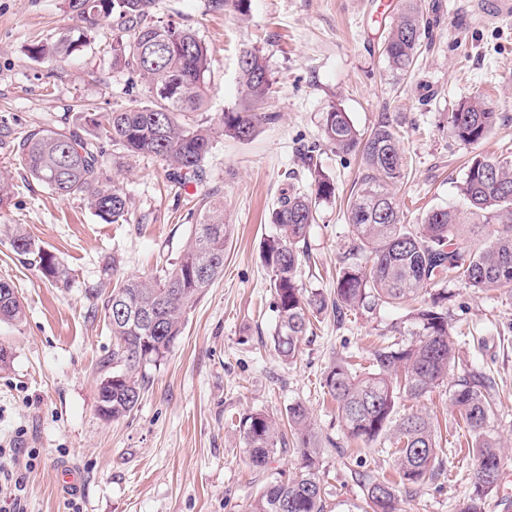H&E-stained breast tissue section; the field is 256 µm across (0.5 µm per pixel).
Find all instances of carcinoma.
<instances>
[{
    "mask_svg": "<svg viewBox=\"0 0 512 512\" xmlns=\"http://www.w3.org/2000/svg\"><path fill=\"white\" fill-rule=\"evenodd\" d=\"M84 6L79 25L55 43L36 41L27 51L34 59L67 58L90 46L101 22H118L120 36L112 42L110 67L137 77L147 91L141 106L119 107L103 122L93 123L86 136L62 129L28 131L17 142L20 163L30 177L50 191L80 198L107 224L126 220L129 202L123 189L102 170L101 144L107 141L131 155L152 154L164 160L181 184L200 181L204 161L219 132L238 141L251 139L260 124L279 118L260 106L272 89L261 50L244 48L238 56L241 96L224 113L218 128L192 120L207 95L208 50L195 31L151 20L155 0H64L69 13ZM428 34L418 0H404L390 24L382 53L389 69L404 75L415 64ZM501 113L482 98L460 103L451 113L452 137L463 145L484 141ZM324 145L343 154L361 156L365 171L352 193L346 215L355 245L349 256L366 255V263L342 262L333 294L308 291L298 281L300 243L315 223L319 205L336 195L333 180L314 155L305 157L312 193L291 192L270 213L276 233L266 238L261 257L270 272L277 323L274 347L284 361H293L314 319L332 312L342 319L379 304L407 305L410 327H395L399 336L372 354L368 371L360 372L342 358L324 373L323 389L336 402L348 435L371 446L385 441L395 447L399 480L357 473L370 512H400L399 498L422 484L439 465V440L433 418L422 412H401L403 399L422 398L448 377L455 362L447 295L430 300L421 293L430 285L462 281L483 291L512 287V157L476 154L466 165L461 195L473 224H499L484 242L460 232L461 212L451 207L428 210L420 224L405 223L393 186L402 178L404 155L398 123L383 114L367 132H360L348 113L332 105L323 113ZM231 234L224 223V205H209L172 268L159 278L130 277L116 283L103 304L115 340L112 382L100 381L98 412L118 419L138 405L147 383L146 368L163 360L182 333L187 311L224 272V250ZM10 246L20 259L55 284H66L69 272L23 228L14 229ZM24 305L10 279L0 277V322L18 324ZM412 340L407 341L405 337ZM449 401L474 435L476 468L469 500L462 512H483V501L499 481L503 445L487 432L496 408L492 380L471 371L449 389ZM290 434L279 431L275 417L254 411L240 417L243 448L256 467H265L281 448L293 447L298 472L266 483L250 512H325L320 471L324 443L310 411L301 402L288 407Z\"/></svg>",
    "mask_w": 512,
    "mask_h": 512,
    "instance_id": "carcinoma-1",
    "label": "carcinoma"
}]
</instances>
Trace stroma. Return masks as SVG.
Listing matches in <instances>:
<instances>
[{"label": "stroma", "mask_w": 512, "mask_h": 512, "mask_svg": "<svg viewBox=\"0 0 512 512\" xmlns=\"http://www.w3.org/2000/svg\"><path fill=\"white\" fill-rule=\"evenodd\" d=\"M479 2L421 0L433 23L428 47L398 76L382 46L402 0H251L245 17L214 0H156L154 19L189 26L208 47V102L197 120L218 124L235 106L237 58L246 47L267 57L273 86L263 109L279 118L248 141L215 135L203 180L186 185L170 177L162 159L104 143V171L130 200L127 223L107 224L83 200L32 180L13 140L48 127L86 131L78 110L84 102L95 104L100 121L116 107L145 102L144 86L108 65L118 27L102 23L95 42L65 60L36 61L26 52L32 41L55 42L74 25L63 0H0V172L12 183L11 202L0 211V276L13 282L25 307L21 323L0 324V344L12 351L0 369V469L21 482L23 512H250L263 485L276 473H294L298 457L287 450L265 469L253 467L239 419L258 410L281 417L295 402L306 404L317 432L334 441L323 453L326 512H365L355 471L391 478L394 458L390 449L370 450L348 437L321 380L346 355L367 363L406 311L382 304L341 323L326 314L304 337L296 361L283 363L272 341L274 293L260 259L263 240L275 232L266 217L290 187L309 191L300 153L315 147L336 197L318 209L299 278L304 288L331 292L353 243L346 205L363 173L358 156L321 143L322 115L332 105L363 132L381 113L396 118L405 167L394 194L410 224L429 209L458 205L469 157L512 154V19L483 20ZM475 96L502 119L486 141L465 146L451 136L449 116ZM213 199L223 200L232 226L224 273L188 311L167 356L147 368L138 406L103 420L98 385L113 345L104 300L117 279L169 269ZM17 225L57 256L69 272L67 285L19 262L9 244ZM447 291L455 368L423 398L403 402L404 410L433 416L441 469L403 495L401 508L462 512L475 458L448 390L478 370L497 384L490 430L507 446L484 512H512V288L482 292L455 282ZM64 466L80 472V490L62 486Z\"/></svg>", "instance_id": "obj_1"}]
</instances>
